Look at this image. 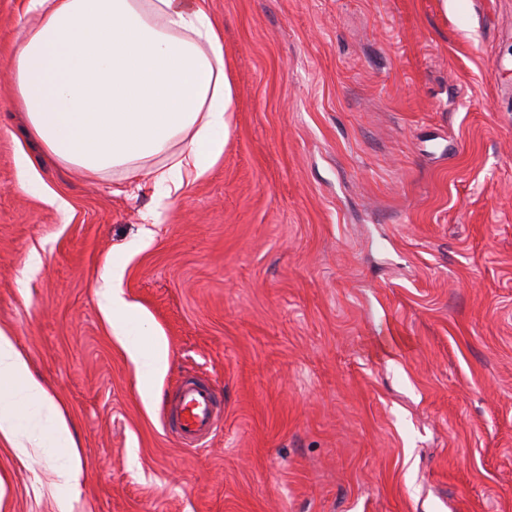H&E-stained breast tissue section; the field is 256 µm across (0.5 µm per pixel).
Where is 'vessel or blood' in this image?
I'll return each instance as SVG.
<instances>
[{"instance_id":"vessel-or-blood-1","label":"vessel or blood","mask_w":512,"mask_h":512,"mask_svg":"<svg viewBox=\"0 0 512 512\" xmlns=\"http://www.w3.org/2000/svg\"><path fill=\"white\" fill-rule=\"evenodd\" d=\"M221 411L212 388L205 382L185 380L169 407L168 420L182 445L189 449L201 447L214 431Z\"/></svg>"}]
</instances>
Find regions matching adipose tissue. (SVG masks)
<instances>
[{"label": "adipose tissue", "instance_id": "ef3b65f1", "mask_svg": "<svg viewBox=\"0 0 512 512\" xmlns=\"http://www.w3.org/2000/svg\"><path fill=\"white\" fill-rule=\"evenodd\" d=\"M33 10L8 64L11 105L58 163L100 175L170 158V167L150 172L161 199L215 165L230 134L234 97L224 39L205 0H33ZM179 139L185 146L176 153ZM121 276L120 261L111 262L103 310L147 402L168 367L169 347L160 336L143 343V315L123 298ZM0 439L23 454L42 448L65 458L58 478L64 487L78 486L64 409L2 328Z\"/></svg>", "mask_w": 512, "mask_h": 512}]
</instances>
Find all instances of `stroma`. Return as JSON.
I'll use <instances>...</instances> for the list:
<instances>
[{"instance_id":"35a3bbf8","label":"stroma","mask_w":512,"mask_h":512,"mask_svg":"<svg viewBox=\"0 0 512 512\" xmlns=\"http://www.w3.org/2000/svg\"><path fill=\"white\" fill-rule=\"evenodd\" d=\"M208 6L231 132L165 202L57 163L0 78V328L82 469L0 442V512H512V0ZM31 7L0 0V67ZM111 258L169 345L148 403ZM189 374L223 403L196 452ZM221 412L212 388L196 379L185 380L169 407L168 420L175 434L188 449L200 448L216 428Z\"/></svg>"}]
</instances>
